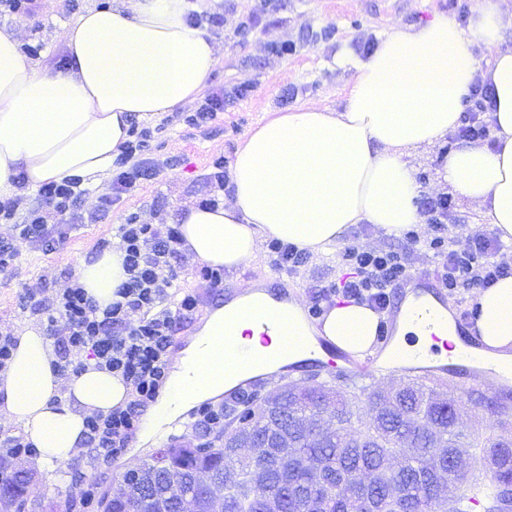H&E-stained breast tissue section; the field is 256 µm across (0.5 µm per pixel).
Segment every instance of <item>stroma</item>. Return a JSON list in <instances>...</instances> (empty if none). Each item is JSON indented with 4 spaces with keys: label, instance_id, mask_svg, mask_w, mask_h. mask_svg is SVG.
Returning <instances> with one entry per match:
<instances>
[{
    "label": "stroma",
    "instance_id": "stroma-1",
    "mask_svg": "<svg viewBox=\"0 0 512 512\" xmlns=\"http://www.w3.org/2000/svg\"><path fill=\"white\" fill-rule=\"evenodd\" d=\"M94 0H34L25 14L0 16V26L15 24L20 28L21 44H36L40 52L35 61L51 70L65 68L68 53L59 39L62 24L73 22ZM475 0H272L262 6L260 0H223L220 14L224 24L211 28L218 45L219 62L209 82V90H233L248 85L249 90L224 104V112L215 122L193 128L179 121L176 113H165L150 120L152 131L149 158L161 166L156 179L141 183L133 192L113 202L108 215L95 224H65L59 231L62 244L44 252L41 244L16 240L15 264L0 271V332L18 334L36 327L46 328L57 293L66 288L81 262L99 255L100 242L117 241L120 224L130 215L140 222H174L182 207L196 205L202 199H224L228 189L211 184V162L216 157L232 159L237 144L251 130L288 109L303 105L338 108L351 73L337 58L358 53L361 41L380 39L394 22L407 25L446 15L459 26H467ZM293 44L292 52L279 56L271 53L275 43ZM455 146L444 138L422 152L416 162L417 180L422 196L441 191L437 172L442 157ZM476 208L460 198H453L444 235L455 248H466L471 240L467 229L484 224ZM346 246L409 250L410 262L417 271L436 276L438 260L433 251L408 248L404 238L381 236L370 224L351 226ZM200 264L186 257L176 265L180 292L194 293L198 305L192 315L177 325L175 349H182L185 338L195 329L206 309L227 299L245 281L275 275V288L286 294L301 295L307 305H327L334 294L332 285L343 282L351 273L341 253L329 257L313 256L296 271H275L268 254H261L239 275H225L224 285L211 287L199 271ZM35 301H24L26 292ZM460 416L464 431L492 428L495 434L512 439V409L491 412L463 397ZM191 414L160 431L131 457L107 465L92 464L87 448H80L66 464L47 472L38 467L35 457L10 459L0 463V472L22 473L27 478L29 498L42 503L46 512H98V494L117 484L125 469L140 465L156 448L191 439L203 442L204 436L191 426Z\"/></svg>",
    "mask_w": 512,
    "mask_h": 512
}]
</instances>
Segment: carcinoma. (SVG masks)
<instances>
[{
  "instance_id": "1",
  "label": "carcinoma",
  "mask_w": 512,
  "mask_h": 512,
  "mask_svg": "<svg viewBox=\"0 0 512 512\" xmlns=\"http://www.w3.org/2000/svg\"><path fill=\"white\" fill-rule=\"evenodd\" d=\"M444 379L429 374L410 378L390 393H379L349 377L347 389L324 383L307 391L288 384L254 406L236 388L235 403L224 405L222 447L207 454L187 440L168 446L175 477L155 456L139 467L135 483L101 495V512H126L136 499L139 512H179L194 499L209 512L200 485L224 494V512H264V497L276 492L282 512H502L512 499V442L494 431L462 433L454 399L441 391ZM248 441L254 453L242 457L234 448ZM318 457L323 483L306 482L303 461ZM494 467L491 481L472 480L470 494L442 496L433 489L458 482L453 460ZM25 479L0 478L10 497L0 512L21 509Z\"/></svg>"
}]
</instances>
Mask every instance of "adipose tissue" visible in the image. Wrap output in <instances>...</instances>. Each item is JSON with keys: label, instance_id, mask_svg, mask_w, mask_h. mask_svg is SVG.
Returning a JSON list of instances; mask_svg holds the SVG:
<instances>
[{"label": "adipose tissue", "instance_id": "1", "mask_svg": "<svg viewBox=\"0 0 512 512\" xmlns=\"http://www.w3.org/2000/svg\"><path fill=\"white\" fill-rule=\"evenodd\" d=\"M192 8L191 0L90 6L60 33L69 64L58 72L21 54L16 29L0 28V200L15 194L20 179L32 191L74 177L98 182L128 140L131 118L149 121L201 95L218 57L212 36L187 23ZM511 15L507 0H476L465 28L444 16L393 25L371 56L348 59L352 77L341 108L296 107L244 137L230 164L228 201L179 212L186 251L234 274L257 260L269 238L323 255L355 224L401 237L421 221L412 157L458 126L479 77L493 84L489 120L496 142H457L441 177L475 205L491 231L512 242V47L504 45ZM477 45L490 52L488 63L475 56ZM123 260L116 245L79 266L78 281L98 304L112 302L126 280ZM471 303L470 333L478 348L465 346L444 308L436 310L440 326L429 329L405 307L392 352L427 364L472 353L493 360L500 373L511 372L512 275L475 291ZM253 307L287 317L293 336L287 349L262 345L261 327L243 316ZM382 319L368 306L339 298L312 325L298 300H275L247 282L187 337L137 440L148 442L193 405L219 399L241 380L309 359L319 350L317 337L361 358L374 354ZM228 324L232 341L266 359L216 377L207 360ZM16 341L0 373V419L22 429L50 470L81 448L86 414L126 406L130 391L121 378L92 367L63 378L40 329H25Z\"/></svg>", "mask_w": 512, "mask_h": 512}]
</instances>
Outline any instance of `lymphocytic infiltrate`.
<instances>
[{"instance_id":"f902f5d3","label":"lymphocytic infiltrate","mask_w":512,"mask_h":512,"mask_svg":"<svg viewBox=\"0 0 512 512\" xmlns=\"http://www.w3.org/2000/svg\"><path fill=\"white\" fill-rule=\"evenodd\" d=\"M470 100L472 106L453 135L474 142L488 141L485 115L493 106L490 83L476 80ZM149 135V130H141L123 145L116 159L119 172L112 183L114 193L130 192L139 181L154 179L158 174V165L144 156ZM40 195L41 206L28 209L18 225V238L43 243L50 250L62 241L55 233L58 225L98 222L112 205L111 195H103L94 209L85 210V192L76 178L44 184ZM448 201V196L442 195L426 199L422 205V216L436 230L434 238L424 242L416 233L408 235L411 244L425 245L441 256L442 283L449 288H485L512 274V264L501 257L503 245L497 236L480 235L461 251L448 247L442 235ZM118 232L127 279L119 286L116 300L99 306L79 282H72L54 300L47 326L58 372L66 374L74 366L82 370L92 366L120 377L131 391L126 408L107 415L90 413L84 418L91 457L105 464L123 454L140 412L156 399L167 375L175 327L196 307V299L190 294L183 295L176 308L165 305L177 279L175 264L183 258L178 227L160 229L130 222L120 225ZM342 259L354 270L342 285L343 294L378 309L387 306L389 288L412 274L409 254L403 250L349 247Z\"/></svg>"}]
</instances>
